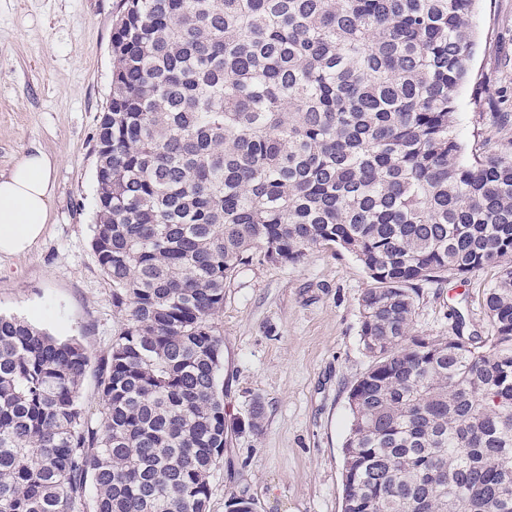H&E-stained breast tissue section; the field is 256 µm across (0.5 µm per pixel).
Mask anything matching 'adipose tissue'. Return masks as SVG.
<instances>
[{
	"label": "adipose tissue",
	"mask_w": 512,
	"mask_h": 512,
	"mask_svg": "<svg viewBox=\"0 0 512 512\" xmlns=\"http://www.w3.org/2000/svg\"><path fill=\"white\" fill-rule=\"evenodd\" d=\"M57 157L35 149L0 172V255L20 256L44 235L55 184Z\"/></svg>",
	"instance_id": "ef3b65f1"
}]
</instances>
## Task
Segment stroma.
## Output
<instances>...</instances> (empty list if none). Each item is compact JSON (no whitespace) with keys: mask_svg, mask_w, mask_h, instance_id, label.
<instances>
[{"mask_svg":"<svg viewBox=\"0 0 512 512\" xmlns=\"http://www.w3.org/2000/svg\"><path fill=\"white\" fill-rule=\"evenodd\" d=\"M120 0H0V171L31 149L54 154L55 192L43 237L0 256V315L17 316L101 355L121 324L91 247L94 135L112 87L111 36ZM471 77L459 95L466 153L512 147V0H478ZM488 268L422 285L414 331L486 336ZM371 280L335 246L297 263L252 262L224 286L214 323L224 338V411L246 419L262 401L260 430L234 433L213 472L209 512L232 496L255 512H342L348 393L369 359L359 301Z\"/></svg>","mask_w":512,"mask_h":512,"instance_id":"obj_1","label":"stroma"}]
</instances>
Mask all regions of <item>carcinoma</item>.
<instances>
[{
    "instance_id": "1",
    "label": "carcinoma",
    "mask_w": 512,
    "mask_h": 512,
    "mask_svg": "<svg viewBox=\"0 0 512 512\" xmlns=\"http://www.w3.org/2000/svg\"><path fill=\"white\" fill-rule=\"evenodd\" d=\"M476 2L124 0L92 238L122 323L95 359L0 316V512H207L242 427L224 284L324 245L372 280L342 512H512V149L458 132ZM488 267L484 339L412 334L421 285Z\"/></svg>"
}]
</instances>
